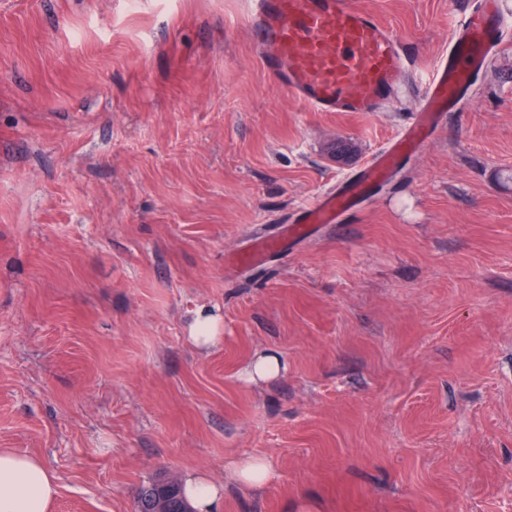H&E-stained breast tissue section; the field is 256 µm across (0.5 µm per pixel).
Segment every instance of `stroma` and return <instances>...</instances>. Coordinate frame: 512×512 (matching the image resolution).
<instances>
[{"label":"stroma","instance_id":"1","mask_svg":"<svg viewBox=\"0 0 512 512\" xmlns=\"http://www.w3.org/2000/svg\"><path fill=\"white\" fill-rule=\"evenodd\" d=\"M355 3L423 75L473 0ZM251 4L0 0V448L57 476L48 512L198 472L222 512H512V43L363 208L229 272L415 106L299 104ZM263 350L284 371L244 381ZM281 249L282 240L280 236L263 235L257 239L251 248L236 253L233 262L240 267H253L265 263ZM190 339L199 347H208L216 342L218 334V320L208 310L197 309L190 323ZM236 481L249 490H259L267 485L272 477L266 461L259 457H248L234 461L230 465Z\"/></svg>","mask_w":512,"mask_h":512}]
</instances>
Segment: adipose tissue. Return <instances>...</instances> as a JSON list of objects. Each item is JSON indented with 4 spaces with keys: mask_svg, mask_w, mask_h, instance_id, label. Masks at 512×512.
Instances as JSON below:
<instances>
[{
    "mask_svg": "<svg viewBox=\"0 0 512 512\" xmlns=\"http://www.w3.org/2000/svg\"><path fill=\"white\" fill-rule=\"evenodd\" d=\"M182 492L193 512H220L224 486L197 473L186 477ZM58 478L38 456L0 448V512H47Z\"/></svg>",
    "mask_w": 512,
    "mask_h": 512,
    "instance_id": "ef3b65f1",
    "label": "adipose tissue"
}]
</instances>
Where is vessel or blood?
<instances>
[{
  "label": "vessel or blood",
  "mask_w": 512,
  "mask_h": 512,
  "mask_svg": "<svg viewBox=\"0 0 512 512\" xmlns=\"http://www.w3.org/2000/svg\"><path fill=\"white\" fill-rule=\"evenodd\" d=\"M251 28L261 61L279 84L316 112H381L410 94V64L399 39L353 0H254ZM512 40L502 0H475L454 20L447 56L421 79L414 112L380 153L323 191L288 220L291 236L337 224L427 144L442 113L462 110L475 83ZM282 248L264 235L233 257L235 265L265 263Z\"/></svg>",
  "instance_id": "b4317fda"
}]
</instances>
